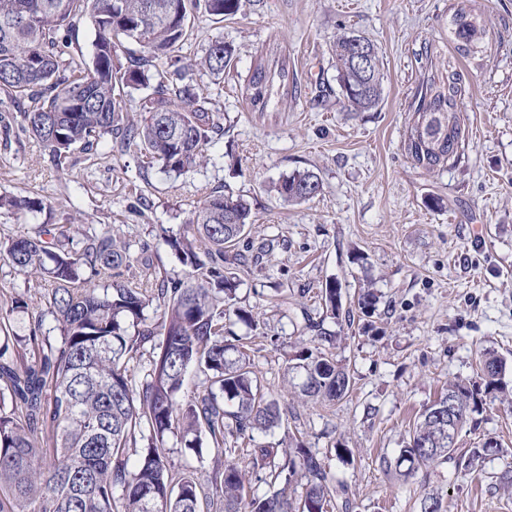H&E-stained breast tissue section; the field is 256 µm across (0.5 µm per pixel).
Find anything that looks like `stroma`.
I'll use <instances>...</instances> for the list:
<instances>
[{
    "label": "stroma",
    "mask_w": 512,
    "mask_h": 512,
    "mask_svg": "<svg viewBox=\"0 0 512 512\" xmlns=\"http://www.w3.org/2000/svg\"><path fill=\"white\" fill-rule=\"evenodd\" d=\"M461 7L477 15L485 42L466 58L450 34ZM343 31L379 48L383 95L373 110L351 112L340 101L329 43ZM215 40L235 49L220 80L195 64ZM179 59L224 127L211 163L179 175L117 139L74 151L57 171L21 131L25 105L0 94V197L27 192L48 205L27 218L0 208V237L46 222L83 233L108 225L133 271L148 264L181 277L162 232L178 235L206 192L230 189L252 208L236 304L257 324L231 314L224 323L288 418L238 440L235 459L250 466L253 444L290 435L348 485L352 512H420L432 489L442 512H512V489L498 486L512 462V399L487 402L462 430L456 456L488 437L500 446L473 474H457L451 461L407 478L388 466L448 383L475 378L483 353L501 359L512 388V0H252L221 23L197 15ZM279 61L294 82L278 89L270 111H253L248 75ZM452 68L463 75L465 155L427 171L404 150L411 105L424 75L443 79ZM298 170L316 173L322 191L285 203L274 186ZM328 280L341 288L335 317L318 297ZM368 289L375 300L366 307ZM320 327L333 341L317 335ZM308 348L348 369L351 388L340 400L312 401L286 384Z\"/></svg>",
    "instance_id": "stroma-1"
}]
</instances>
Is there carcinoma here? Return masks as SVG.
Segmentation results:
<instances>
[{"instance_id": "obj_1", "label": "carcinoma", "mask_w": 512, "mask_h": 512, "mask_svg": "<svg viewBox=\"0 0 512 512\" xmlns=\"http://www.w3.org/2000/svg\"><path fill=\"white\" fill-rule=\"evenodd\" d=\"M247 2L0 0V94L30 102L21 131L42 144L59 170L74 147L92 149L111 135L139 142L167 172L204 167L220 122L159 63L180 52L196 14L221 22L242 12ZM85 16L96 39L91 60L78 62L69 56L64 33ZM452 34L464 55L479 41L481 29L469 14L458 12ZM355 39L343 32L333 41L336 83L344 107L366 112L381 101L383 74L378 48L369 40L371 63L358 64ZM233 55L232 45L216 40L198 65L220 76ZM276 79L288 81V69L262 63L253 68L246 93L254 110H265ZM459 81L452 72L447 84L425 87L412 112L404 149L427 171L454 167L464 156ZM150 86L148 116L141 123L126 120L123 97ZM321 190L309 170L275 186L289 203L310 200ZM4 204L21 215L46 208L43 199L29 195L11 196ZM250 223L247 200L228 190L207 193L182 233L163 237L188 272L181 279L154 272L150 290L121 280L130 264L110 226L86 236L80 248L43 239L55 236L48 224L33 236L0 240L1 258L27 275L32 287H48L41 298L61 332L60 343L53 345L40 339L42 322H36L28 342L41 345L40 356L29 363L10 344L7 326L11 313L28 303L17 298L0 312V379L7 381L11 400L10 410L0 406V512H209L217 501L224 512H350L348 487L329 477L322 458L298 440L251 449L253 465L271 462L270 476L284 480L280 492L266 498H247L249 471L234 458L217 462L206 490L193 474L171 466V437L199 455L205 438L220 449L229 437L285 424L286 414L265 397L239 337L224 335V305L235 299L238 287L224 263L245 265L237 247ZM321 300L331 313L339 311L336 282L325 283ZM154 303L161 314L152 328L144 311ZM158 334L162 341L150 373L137 386L129 363ZM481 368L480 383L451 382L444 393L466 400L461 426L482 412L484 395L506 390L497 356L486 355ZM191 372L202 377V391L187 397L183 387ZM291 373L301 379V394L311 399L336 401L351 386L347 371L321 352L300 354ZM435 410H424L400 449L395 468L405 476L453 459L447 417ZM277 456L280 465L274 464ZM298 473L306 488L296 502L288 487Z\"/></svg>"}]
</instances>
